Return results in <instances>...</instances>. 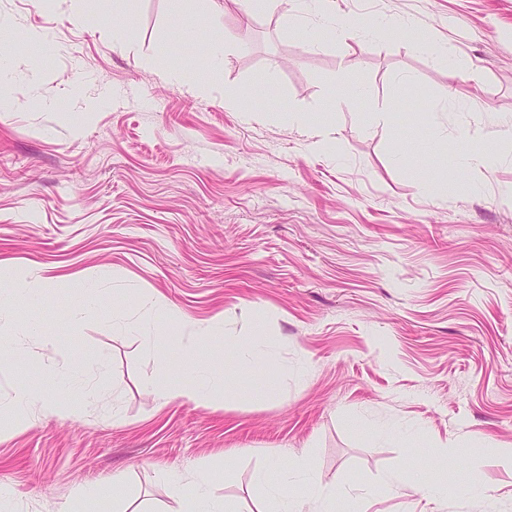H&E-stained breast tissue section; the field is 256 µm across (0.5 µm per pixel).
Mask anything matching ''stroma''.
I'll return each mask as SVG.
<instances>
[{
  "label": "stroma",
  "instance_id": "35a3bbf8",
  "mask_svg": "<svg viewBox=\"0 0 512 512\" xmlns=\"http://www.w3.org/2000/svg\"><path fill=\"white\" fill-rule=\"evenodd\" d=\"M194 8L182 35L167 0H139L116 44L104 2L89 28L67 0H0L14 37L0 276L34 267L96 286L76 321L66 288L0 307L25 338L0 401L23 379L78 403L57 375L109 355L88 411H0L11 512H176L169 469L207 471L234 512H265L256 473L302 455L336 512H512V467L493 453L512 446V0H336L355 36L314 43L302 0ZM32 28L45 53L25 43ZM214 30L227 49L206 90L158 71L163 54L203 67ZM259 85L269 94L251 97ZM297 112L328 130L323 147ZM480 147L490 163L470 164ZM141 294L173 316L138 309ZM214 318L222 336L198 337ZM258 332L276 359L235 374L221 407L143 386L181 379L179 339L207 358ZM476 474L485 494L461 496ZM425 480L447 494L425 495ZM111 482L107 500L82 495Z\"/></svg>",
  "mask_w": 512,
  "mask_h": 512
}]
</instances>
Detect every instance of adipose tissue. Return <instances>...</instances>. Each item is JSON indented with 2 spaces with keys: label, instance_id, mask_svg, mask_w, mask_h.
<instances>
[{
  "label": "adipose tissue",
  "instance_id": "obj_1",
  "mask_svg": "<svg viewBox=\"0 0 512 512\" xmlns=\"http://www.w3.org/2000/svg\"><path fill=\"white\" fill-rule=\"evenodd\" d=\"M181 362L188 373L179 383L162 387L166 400H179L195 406H217L224 398V388L230 377L223 372L221 356H213L208 364L197 361L199 350L194 339L181 343ZM171 497L189 504V512H225L224 501L213 496L208 477L187 480L176 470L164 476ZM259 484L268 487L273 498V512H336V493L319 485L303 461L283 465L273 461L257 475ZM303 485L304 496L292 494L293 485Z\"/></svg>",
  "mask_w": 512,
  "mask_h": 512
}]
</instances>
